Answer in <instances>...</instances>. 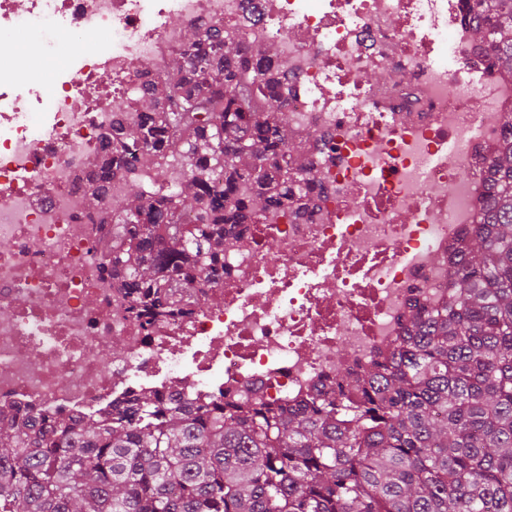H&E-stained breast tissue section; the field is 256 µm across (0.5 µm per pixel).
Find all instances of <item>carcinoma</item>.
I'll list each match as a JSON object with an SVG mask.
<instances>
[{
  "label": "carcinoma",
  "instance_id": "carcinoma-1",
  "mask_svg": "<svg viewBox=\"0 0 512 512\" xmlns=\"http://www.w3.org/2000/svg\"><path fill=\"white\" fill-rule=\"evenodd\" d=\"M472 2L476 40L512 74V0ZM188 41L195 53L146 84L138 120L113 103L89 176L95 206L122 174L106 216L112 287L159 309L186 296L205 304L207 292H184L191 272L223 273L239 225L312 184L288 113L272 105L292 87L271 48L245 50L208 23ZM503 125L448 301L412 307L390 360L291 409L191 417L138 392L110 412L60 419L43 439L0 419V512H512V115ZM159 172L173 176L165 195L152 192Z\"/></svg>",
  "mask_w": 512,
  "mask_h": 512
}]
</instances>
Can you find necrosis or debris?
<instances>
[{"mask_svg": "<svg viewBox=\"0 0 512 512\" xmlns=\"http://www.w3.org/2000/svg\"><path fill=\"white\" fill-rule=\"evenodd\" d=\"M471 0H0V413L53 423L128 392L196 407L330 396L440 307L485 208L512 75L471 32ZM203 19L265 44L295 91L294 143L328 196L268 213L195 272L208 306L144 324L112 287L87 178L137 71L165 76ZM100 42L74 53V39ZM389 84L372 83L373 69ZM52 91L40 96L41 83ZM124 350L113 356V343Z\"/></svg>", "mask_w": 512, "mask_h": 512, "instance_id": "1", "label": "necrosis or debris"}]
</instances>
